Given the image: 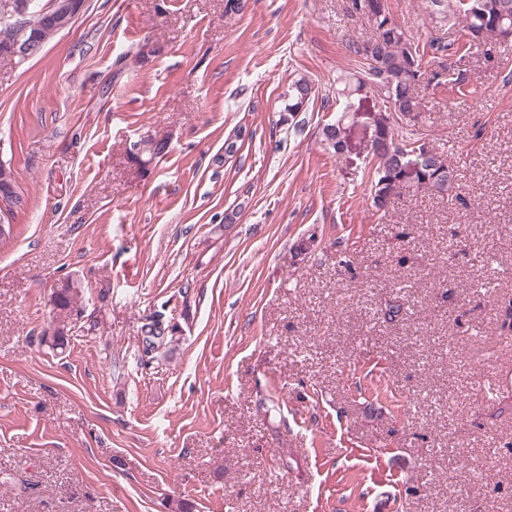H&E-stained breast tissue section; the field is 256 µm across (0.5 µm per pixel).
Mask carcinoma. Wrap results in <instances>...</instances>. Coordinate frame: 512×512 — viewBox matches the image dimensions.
Here are the masks:
<instances>
[{"instance_id":"carcinoma-1","label":"carcinoma","mask_w":512,"mask_h":512,"mask_svg":"<svg viewBox=\"0 0 512 512\" xmlns=\"http://www.w3.org/2000/svg\"><path fill=\"white\" fill-rule=\"evenodd\" d=\"M29 21L39 25L43 40L47 41L57 34L58 28L48 15L47 6L41 0H34ZM435 19L440 27H445L453 16L459 14L465 21L466 41L461 48L471 50L479 43L470 38V34L490 27L494 22L504 20L512 26V0H431ZM381 16L376 29L370 37L355 43L350 48L357 62V70L343 81L341 94L348 95L371 82H382L381 76L392 78L385 86L384 94L389 100L391 112L384 115L380 123L378 142L373 155L378 159L374 169L371 195L373 206L381 211L389 207L392 201L410 190L403 181V167L410 161L420 162V181L434 184L432 192L446 199L448 203L457 200L459 189L458 173L447 157L441 153L423 159L414 155L420 148L417 125L421 114V99L418 92L419 74L423 67L425 51L396 26L388 4L380 5ZM313 93L312 83L305 77L293 80L282 93L283 111L301 112L309 103ZM345 113H340L336 123L322 129L323 141L335 153L343 150L339 139L340 123ZM401 123L403 132L395 133L394 126ZM148 149L138 164L145 167L161 158L167 149L162 140H147ZM73 300V285L65 283L57 288L52 296L53 307L61 312L70 310ZM145 349L158 350L164 341V329L159 319L154 318L142 328Z\"/></svg>"}]
</instances>
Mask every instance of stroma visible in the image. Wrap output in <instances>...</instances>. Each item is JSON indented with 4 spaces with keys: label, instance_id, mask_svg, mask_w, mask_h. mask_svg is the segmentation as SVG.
<instances>
[{
    "label": "stroma",
    "instance_id": "35a3bbf8",
    "mask_svg": "<svg viewBox=\"0 0 512 512\" xmlns=\"http://www.w3.org/2000/svg\"><path fill=\"white\" fill-rule=\"evenodd\" d=\"M388 5L452 44L419 125L459 170L452 205L374 208L382 102L338 94L370 33L344 0H86L38 57L0 56L26 200L0 238V512H512V44L458 52L463 21ZM148 136L168 148L141 168ZM155 314L176 331L147 355ZM313 93L312 83L305 77L293 80L282 93L283 112H301L309 103Z\"/></svg>",
    "mask_w": 512,
    "mask_h": 512
}]
</instances>
